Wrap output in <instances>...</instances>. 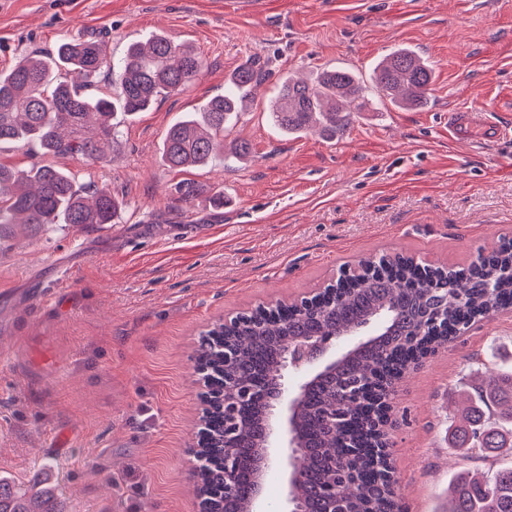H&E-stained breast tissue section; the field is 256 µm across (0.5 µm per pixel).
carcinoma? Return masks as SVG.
<instances>
[{"label":"carcinoma","instance_id":"obj_1","mask_svg":"<svg viewBox=\"0 0 512 512\" xmlns=\"http://www.w3.org/2000/svg\"><path fill=\"white\" fill-rule=\"evenodd\" d=\"M203 67L192 46L161 33L130 43L116 64L97 42L65 40L52 53L26 56L0 71V144L101 162L104 146L117 143L118 115L147 111L158 99L185 89ZM104 69L118 85L112 97L89 93ZM268 77L261 64L245 65L231 75L223 95L199 108L201 118L173 123L162 142L165 165L199 167L212 159L224 148V129L237 121L250 89ZM433 77L432 64L399 47L379 62L374 90L345 69L327 67L312 82L281 80L268 115L285 135L316 133L334 141L346 134L355 112L387 101L407 110L426 107ZM121 207L107 188L85 195L75 177L56 166L16 171L0 164V238L7 224H112ZM509 305L512 239L502 237L464 267L421 265L399 255L366 259L359 274L339 276L312 304L302 299L260 307L228 324H214L194 348L197 371L206 379L201 393L206 408L193 448L206 461L194 473L200 512H249L263 490L262 448L285 352L321 336L361 342L309 382L292 416L303 448L292 498L300 512H329L327 492L334 489L336 512H407L386 457L343 455L349 444L380 448L385 443L384 388L375 377L388 367L418 363L469 321ZM226 385L236 389V398L227 402ZM226 438L237 448L234 487L227 493ZM448 445L490 465L461 472L448 483L444 512H512V463H494L512 456V370L476 373L453 414ZM0 512L66 510L46 473L34 469L24 487L0 477Z\"/></svg>","mask_w":512,"mask_h":512}]
</instances>
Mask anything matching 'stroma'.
<instances>
[{"mask_svg":"<svg viewBox=\"0 0 512 512\" xmlns=\"http://www.w3.org/2000/svg\"><path fill=\"white\" fill-rule=\"evenodd\" d=\"M162 33L204 60L189 89L121 120V149L53 165L109 188L117 223L16 227L0 239V476L44 466L68 512H199L192 493L204 390L199 336L224 318L312 295L366 257L450 265L512 236V138L448 139V113L512 120V0H0V70L66 39L108 59ZM434 66L430 102L356 114L343 138L282 136L264 103L288 75L339 66L371 82L394 47ZM269 63L225 141L242 163L165 166L167 129ZM191 182L199 195L182 199ZM227 206L213 207L215 193ZM512 369V306L475 321L392 395L390 449L408 512H438L453 475L479 467L445 440L450 392ZM64 441L66 453L50 446Z\"/></svg>","mask_w":512,"mask_h":512,"instance_id":"obj_1","label":"stroma"}]
</instances>
